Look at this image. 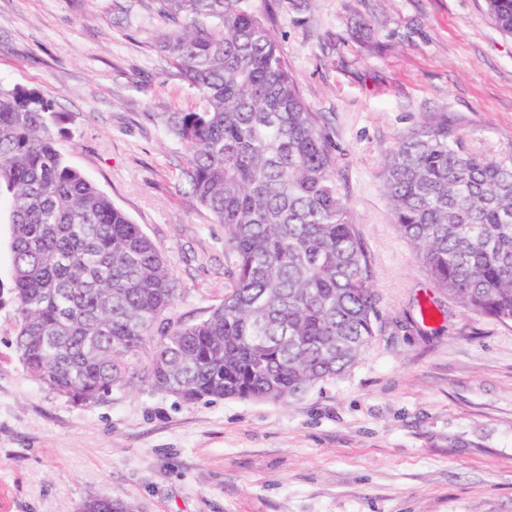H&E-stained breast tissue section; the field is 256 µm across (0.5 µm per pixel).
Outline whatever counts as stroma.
<instances>
[{
	"label": "stroma",
	"mask_w": 512,
	"mask_h": 512,
	"mask_svg": "<svg viewBox=\"0 0 512 512\" xmlns=\"http://www.w3.org/2000/svg\"><path fill=\"white\" fill-rule=\"evenodd\" d=\"M336 145L373 269L357 365L281 404H192L134 383L78 405L23 368L0 304V512H512V324L463 312L392 222L384 162L447 113L467 146L512 145V38L484 0H258ZM151 0H0V82L52 96L68 162L170 259L175 320L224 296V227L179 187L154 121L195 94L161 59Z\"/></svg>",
	"instance_id": "1"
}]
</instances>
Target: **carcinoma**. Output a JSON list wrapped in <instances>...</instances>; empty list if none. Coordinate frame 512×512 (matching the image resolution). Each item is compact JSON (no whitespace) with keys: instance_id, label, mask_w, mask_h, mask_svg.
<instances>
[{"instance_id":"cac0c4a2","label":"carcinoma","mask_w":512,"mask_h":512,"mask_svg":"<svg viewBox=\"0 0 512 512\" xmlns=\"http://www.w3.org/2000/svg\"><path fill=\"white\" fill-rule=\"evenodd\" d=\"M157 48L197 94L161 112L189 151L180 181L224 225V300L168 317L171 262L69 165L63 113L0 84V192L10 197L15 344L39 384L89 405L137 379L187 404L286 402L346 374L376 335L375 274L340 188L336 145L302 98L255 0H153ZM512 36V0H485ZM394 224L463 310L512 322V145L471 152L448 116L385 161ZM92 498L84 512H127Z\"/></svg>"}]
</instances>
